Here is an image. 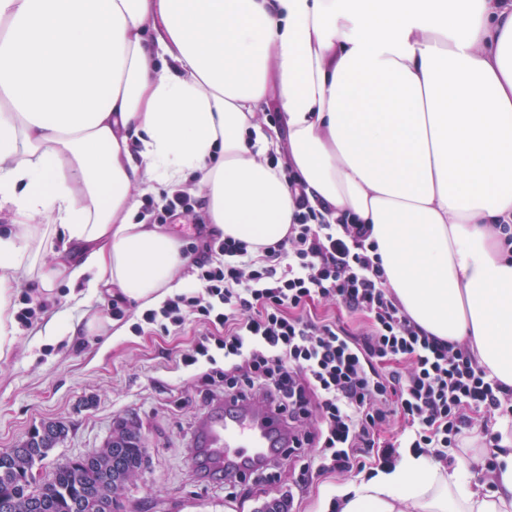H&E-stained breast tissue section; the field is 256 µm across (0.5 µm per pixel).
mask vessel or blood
<instances>
[{
	"mask_svg": "<svg viewBox=\"0 0 512 512\" xmlns=\"http://www.w3.org/2000/svg\"><path fill=\"white\" fill-rule=\"evenodd\" d=\"M204 441L215 448L213 465L228 475L250 472L288 445V437L271 411L232 402L225 403L222 417L210 420Z\"/></svg>",
	"mask_w": 512,
	"mask_h": 512,
	"instance_id": "b4317fda",
	"label": "vessel or blood"
}]
</instances>
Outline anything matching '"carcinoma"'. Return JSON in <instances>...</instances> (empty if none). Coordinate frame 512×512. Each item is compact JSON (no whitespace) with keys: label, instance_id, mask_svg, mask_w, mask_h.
<instances>
[{"label":"carcinoma","instance_id":"1","mask_svg":"<svg viewBox=\"0 0 512 512\" xmlns=\"http://www.w3.org/2000/svg\"><path fill=\"white\" fill-rule=\"evenodd\" d=\"M140 436L130 432L122 436L119 454L122 467L110 468L107 464H97L77 470L70 466H57L52 477L38 489L36 500L45 508L42 512H74L73 504L85 503L81 512H119L123 474L127 470L143 467L139 448ZM29 459L13 461L0 456V497L18 502L17 512H30L25 507L30 499V491L24 484L23 472L27 465L43 461L48 455V443L35 429L29 436Z\"/></svg>","mask_w":512,"mask_h":512}]
</instances>
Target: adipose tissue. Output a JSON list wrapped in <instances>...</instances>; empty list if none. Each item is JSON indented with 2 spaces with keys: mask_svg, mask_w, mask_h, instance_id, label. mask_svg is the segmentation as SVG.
I'll use <instances>...</instances> for the list:
<instances>
[{
  "mask_svg": "<svg viewBox=\"0 0 512 512\" xmlns=\"http://www.w3.org/2000/svg\"><path fill=\"white\" fill-rule=\"evenodd\" d=\"M282 147L314 207L371 225L408 315L512 386V0H0V359L22 280L181 288L137 189L192 182L222 236L285 238ZM495 454L486 489L409 455L339 512H512V438Z\"/></svg>",
  "mask_w": 512,
  "mask_h": 512,
  "instance_id": "adipose-tissue-1",
  "label": "adipose tissue"
}]
</instances>
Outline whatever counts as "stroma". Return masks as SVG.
<instances>
[{
	"mask_svg": "<svg viewBox=\"0 0 512 512\" xmlns=\"http://www.w3.org/2000/svg\"><path fill=\"white\" fill-rule=\"evenodd\" d=\"M43 312L19 331L14 351L0 360V451L21 445L42 422L60 420L68 433L37 465L47 481L58 462L100 447L121 418L136 417L149 448L148 465L123 494L122 512H262L264 505L286 495L292 472L272 487H249L229 495L223 477L203 461L199 438L221 411L188 374L177 371L176 356L189 349L201 326L190 322L179 331L134 334L143 309L127 303L128 317L116 323L111 340L85 335L93 316L109 317L112 297L102 294L81 302L67 281H59L52 298L35 283L20 287ZM327 474L301 495L295 512H336V491L368 481Z\"/></svg>",
	"mask_w": 512,
	"mask_h": 512,
	"instance_id": "1",
	"label": "stroma"
}]
</instances>
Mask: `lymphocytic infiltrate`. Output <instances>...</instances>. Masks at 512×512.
<instances>
[{
  "mask_svg": "<svg viewBox=\"0 0 512 512\" xmlns=\"http://www.w3.org/2000/svg\"><path fill=\"white\" fill-rule=\"evenodd\" d=\"M284 176L296 203L287 236L255 251L205 240L193 289L145 310L134 332L201 324L177 370L276 413L298 492L317 474L394 466L404 448L448 462L466 438L499 447L491 423L512 425V388L467 344L429 335L407 314L386 285L370 225L326 220L293 171ZM317 302L362 315L361 331L312 317Z\"/></svg>",
  "mask_w": 512,
  "mask_h": 512,
  "instance_id": "obj_1",
  "label": "lymphocytic infiltrate"
}]
</instances>
